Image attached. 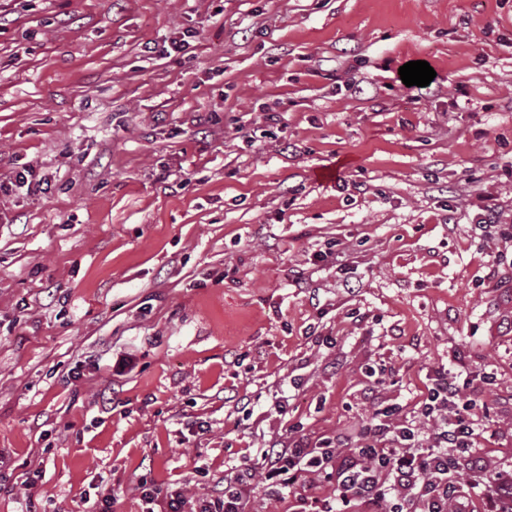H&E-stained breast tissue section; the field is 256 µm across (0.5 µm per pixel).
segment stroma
Listing matches in <instances>:
<instances>
[{"mask_svg":"<svg viewBox=\"0 0 512 512\" xmlns=\"http://www.w3.org/2000/svg\"><path fill=\"white\" fill-rule=\"evenodd\" d=\"M486 206L512 216V0H0V512L215 494L289 426L356 432L369 364L408 410L494 368L480 446L512 465Z\"/></svg>","mask_w":512,"mask_h":512,"instance_id":"stroma-1","label":"stroma"}]
</instances>
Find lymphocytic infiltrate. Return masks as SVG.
Instances as JSON below:
<instances>
[{"label": "lymphocytic infiltrate", "instance_id": "lymphocytic-infiltrate-1", "mask_svg": "<svg viewBox=\"0 0 512 512\" xmlns=\"http://www.w3.org/2000/svg\"><path fill=\"white\" fill-rule=\"evenodd\" d=\"M490 378L434 370L410 414L391 405L357 438L327 437L315 447L298 440L246 457L225 476L223 493L210 497L139 485L144 512H249L254 481L278 498L307 479L332 484L334 494L297 496L295 512H468L475 492L492 512H512V470L487 471L479 446L490 418L460 396L474 380Z\"/></svg>", "mask_w": 512, "mask_h": 512}]
</instances>
